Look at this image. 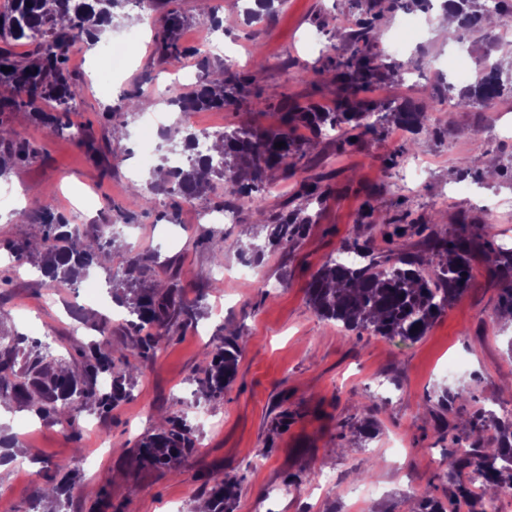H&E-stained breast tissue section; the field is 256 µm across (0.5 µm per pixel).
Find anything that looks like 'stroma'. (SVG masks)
<instances>
[{"instance_id": "obj_1", "label": "stroma", "mask_w": 512, "mask_h": 512, "mask_svg": "<svg viewBox=\"0 0 512 512\" xmlns=\"http://www.w3.org/2000/svg\"><path fill=\"white\" fill-rule=\"evenodd\" d=\"M243 3L224 0L223 27L211 33L201 22L198 0H176L186 18L180 41L194 53L168 63L155 44L160 13L131 0L123 11L139 16V26L114 27L96 45L71 50L69 66L79 75L98 69L105 47L128 57L121 77L106 89H82L71 102L72 132L48 133L28 111L0 114V125L32 150L0 181L1 194L24 196L30 213L49 204L68 216L73 194L84 192L88 212L97 217L83 225L84 233L119 224L105 266L87 276L102 300L110 301L106 310L88 301L82 286L49 285L33 265L12 258L6 244L40 238L41 228L1 210L0 329L31 340L54 336L53 355L75 369L80 349L99 339V318L107 314L114 350L135 367L130 398L104 417L82 413L73 429L26 410H0V425L30 461L22 471L0 468V512H28L37 489L61 467L78 471L68 512H88L101 498L116 512H193L212 480L226 475L239 481L231 512H413L425 494L452 503L455 512H469V501L455 496L458 484H470L473 497L489 496L486 487L471 484L468 471L448 466L454 445L438 428L441 417L462 425L479 411L512 403V328L497 321L505 284L488 272L483 253L475 255L469 287L415 341L347 332L321 320L308 303L307 288L319 266L354 239L388 251L382 226L405 215L415 227L400 245L425 258L428 225L440 223L452 235L462 215L481 219V205L495 203L501 215L494 241L512 247V179L502 173L486 180L474 152L475 143H482L499 167L512 166V97L502 98L496 112L475 103L442 113L433 121L440 130L436 137L402 133L393 123L354 145L333 133L320 137L296 159L294 177L272 180L264 200L275 211L296 183L326 185L321 204L309 209L313 220L305 238L294 247L269 250L254 268L257 284L226 279V272L242 264L238 251L246 241L244 228L255 222L253 207L238 204L232 223L208 243L201 237L219 193L189 202L161 196L144 210L132 186L147 184L160 164L158 151L140 152L145 118L158 111L166 127L183 122L186 117L168 100L182 90L184 74L203 82L226 63L246 73L258 60L264 68L250 89L269 97V108L257 111L243 97L224 110L189 118L208 127L265 129L277 125L284 97L332 111L338 90L325 69L350 49L346 30L335 22L348 11V0H285L275 15L248 22L236 13ZM419 17L425 35L411 51L422 54L425 68L403 74L386 89H368L366 98L424 104L450 59L461 54L474 62L488 49L484 42L461 45L437 34L431 13ZM136 84L144 90L137 110L105 120L107 107L118 105ZM116 123L124 129L117 142ZM81 131L94 140L98 156L79 144ZM420 160L429 163V173L411 179L408 168ZM463 184L468 193H459ZM139 253L155 258L153 284L163 287L179 276L183 301L203 303L197 323L173 327L149 359L131 354L136 337L123 322L124 308L112 304L107 283L109 272L122 271ZM217 279L222 288L211 290ZM229 331L243 338L237 376L223 401L197 406L194 378L203 353ZM453 359L464 367L450 375L445 367ZM444 385L464 390L448 410L438 401ZM183 414L200 448L181 464L179 475L139 467L137 441L154 431L158 417ZM104 442L109 449L99 468L89 469L85 455ZM369 484L376 494L356 502L358 489ZM492 499L498 512H512V496Z\"/></svg>"}]
</instances>
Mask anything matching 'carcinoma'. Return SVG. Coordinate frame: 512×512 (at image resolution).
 <instances>
[{
  "mask_svg": "<svg viewBox=\"0 0 512 512\" xmlns=\"http://www.w3.org/2000/svg\"><path fill=\"white\" fill-rule=\"evenodd\" d=\"M124 0H8L0 10V85L8 87L0 94V112L20 109L31 111L49 132H62L71 126L69 103L82 91V81L68 67L70 49L78 43L94 45L103 32L101 26L112 25L114 9ZM154 10H165L163 28L157 50L166 62L179 61L198 53L182 45L179 32L185 17L166 9L169 0H140ZM431 0H351L352 13L339 19V25L350 29L353 48L348 55L330 62L327 71L336 83L340 96L333 112L303 106L295 101L279 103L280 124L258 130L226 128L214 135L223 149L217 153L208 147L206 153H193L196 134L183 140V151L191 152L190 161L172 168L159 167L161 177L150 183V192L141 196L142 205L150 208L156 195L178 196L192 201L220 185L224 195L254 207L257 223L270 229L268 242L274 247L296 245L307 233L311 217L307 205L319 201L323 191L319 183H301L296 196L305 204L293 210L271 213L262 206L269 184L268 173L282 172L288 179L294 175V158L302 156L310 141L301 142L294 136L298 126L308 127L313 137L323 130L336 131L346 142L374 134L377 124L391 116L410 129L420 123L424 110L410 102L388 107L373 99L354 100L356 92L371 85L384 88L402 70L419 66L420 61L406 63L389 58L379 49L383 30L381 22L387 14L399 9H428ZM441 8L452 9L457 25L452 38L462 35L489 37L486 18L497 17L502 23L512 21V0H444ZM22 40L33 46L22 57L12 46ZM473 83L455 94L457 104L469 105L489 99L512 96V77H504L501 63L487 68L478 60ZM250 85L240 72L229 64L220 69L212 80L189 92H179L171 105L186 115L201 110L221 111L236 103ZM55 103L45 111L39 104ZM285 143L278 148L276 144ZM30 148L17 141L15 134L0 127V179L10 174L12 167L26 161ZM34 219L43 227V240L48 242L40 259V269L50 283L74 284L82 273L98 264L112 248V234L102 232L89 236L67 221L65 216L49 208L39 211ZM488 224L474 221L462 224L460 233L450 236L441 230H431L427 238L429 249L438 258L437 269L425 272V261L400 248L387 255L375 253L370 241L354 242L336 258L326 260L313 275L307 294L309 304L322 319L336 323L345 330L369 331L382 337L414 341L425 335L433 320L467 288L471 279V256L478 240L487 234ZM491 275L506 280L501 309L512 317V248L498 245L486 253ZM152 258L136 255L130 258L123 276H109L112 298L128 314L127 327L136 336L133 349L147 358L169 334L175 324L186 325L202 314L200 305L187 306L181 301L179 276L173 275L164 288L149 283ZM100 340L80 350L82 371L73 372L62 359L48 351L40 341L24 345L25 337L0 332V400L7 398L28 408L38 417L73 428L84 411L99 416L109 414L122 400L131 395V383L124 373H113L112 338L107 336V321H102ZM239 337L224 339L220 346L204 352L206 367L199 380L197 398L208 403L224 397V390L233 381L238 364ZM111 379V387L99 386L102 377ZM494 427L496 435L483 442L480 432ZM475 440L469 444L460 435L452 436L459 445L450 462L453 468L480 466L479 476L484 485L512 488V418L499 419L479 412L472 421ZM197 440L189 426L180 418H171L156 433L144 438L137 446L138 466L177 473V465L191 455ZM238 481L226 476L215 482L207 492L208 512H228ZM69 478L37 494L32 512H43L41 505L50 500L48 512H63L69 500Z\"/></svg>",
  "mask_w": 512,
  "mask_h": 512,
  "instance_id": "1",
  "label": "carcinoma"
}]
</instances>
